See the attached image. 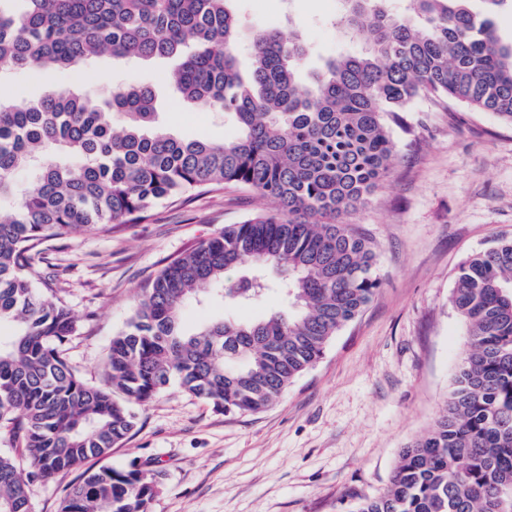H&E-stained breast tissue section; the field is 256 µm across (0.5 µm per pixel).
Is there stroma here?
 I'll use <instances>...</instances> for the list:
<instances>
[{
    "instance_id": "obj_1",
    "label": "stroma",
    "mask_w": 512,
    "mask_h": 512,
    "mask_svg": "<svg viewBox=\"0 0 512 512\" xmlns=\"http://www.w3.org/2000/svg\"><path fill=\"white\" fill-rule=\"evenodd\" d=\"M336 0H239L240 47L265 28L299 31L309 77L328 57L360 52L327 18ZM174 58H94L81 72H9L0 96L36 100L74 89L107 101L113 88L151 85L161 124L181 138L222 142L232 116L186 111L171 79ZM394 129V160L368 204L348 217L376 247L380 286L323 358L268 409L224 415L171 384L137 407V426L90 468L159 473L149 512H354L389 485L405 447L439 416L467 343L451 303L454 276L472 254L512 237V126L490 112L420 100ZM271 204L244 188L165 203L121 232L54 243L42 271L91 329L66 346L87 383L104 380L114 334L140 288L169 258ZM75 474L29 482L34 512H58Z\"/></svg>"
}]
</instances>
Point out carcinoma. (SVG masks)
<instances>
[{
    "label": "carcinoma",
    "mask_w": 512,
    "mask_h": 512,
    "mask_svg": "<svg viewBox=\"0 0 512 512\" xmlns=\"http://www.w3.org/2000/svg\"><path fill=\"white\" fill-rule=\"evenodd\" d=\"M0 0V69L37 74L94 57L184 54L182 101L234 116L222 142L158 126L148 86L112 100L71 91L0 99V512H32L20 462L50 478L79 472L60 512H148L158 475L84 468L137 425L134 407L172 382L226 414L277 401L370 303L374 244L347 222L383 182L392 125L418 100L492 112L512 126V42L494 17L512 0H343L338 26L361 40L298 79V32L253 36L237 53L233 0ZM39 168L16 191L18 171ZM247 187L277 204L194 243L140 291L112 336L106 382L85 383L64 356L82 325L56 290L37 287L50 242L140 224L162 203L202 188ZM237 271L233 279L229 271ZM272 290L288 309L259 319L200 318L184 307L255 304ZM452 303L467 351L441 414L404 449L386 491L355 512H512V238L463 262Z\"/></svg>",
    "instance_id": "cac0c4a2"
}]
</instances>
